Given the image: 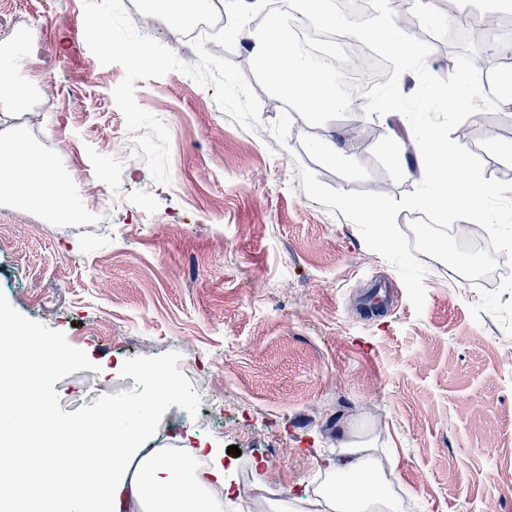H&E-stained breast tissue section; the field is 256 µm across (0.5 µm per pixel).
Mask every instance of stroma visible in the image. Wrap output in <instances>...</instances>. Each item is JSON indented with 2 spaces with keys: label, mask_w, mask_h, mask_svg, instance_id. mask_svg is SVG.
Listing matches in <instances>:
<instances>
[{
  "label": "stroma",
  "mask_w": 512,
  "mask_h": 512,
  "mask_svg": "<svg viewBox=\"0 0 512 512\" xmlns=\"http://www.w3.org/2000/svg\"><path fill=\"white\" fill-rule=\"evenodd\" d=\"M20 18L37 39L12 68L56 93L32 146L83 201L133 202L107 224H66L0 198V314L71 360L44 390L55 415L152 402L144 447L206 443L229 481L255 463L281 499L333 481L327 461L357 432L401 512H512V335L499 323L512 287L453 279L422 253L415 312L395 267L302 188L306 167L338 191L413 192L416 154L395 133L406 118L369 116L367 134L356 112L312 126L255 84L261 123L249 130L183 73L139 80L138 105L170 134L162 184L145 162L116 170L101 150L134 149L136 135L113 98L124 70L89 50L82 0H0V48ZM468 122L463 145L485 178L512 181V106ZM378 284L392 302L373 311L365 291ZM156 368L181 396H155Z\"/></svg>",
  "instance_id": "obj_1"
}]
</instances>
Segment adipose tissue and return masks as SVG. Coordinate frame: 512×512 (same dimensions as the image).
<instances>
[{
  "label": "adipose tissue",
  "instance_id": "1",
  "mask_svg": "<svg viewBox=\"0 0 512 512\" xmlns=\"http://www.w3.org/2000/svg\"><path fill=\"white\" fill-rule=\"evenodd\" d=\"M0 195L49 210L66 222L77 219L70 187L57 175L53 159L33 151L20 129L0 141ZM41 350L0 318V377L20 371L28 378L22 392L0 393V437L29 416L49 420L56 434L77 443L65 458L58 449H42L41 501L65 503L68 512H223L227 485L220 461L206 467L190 460L173 465L152 453L135 452L123 419L108 411L83 423L54 420L43 398L46 378L34 362ZM373 462L365 441H344L328 468L363 477L372 474Z\"/></svg>",
  "mask_w": 512,
  "mask_h": 512
}]
</instances>
